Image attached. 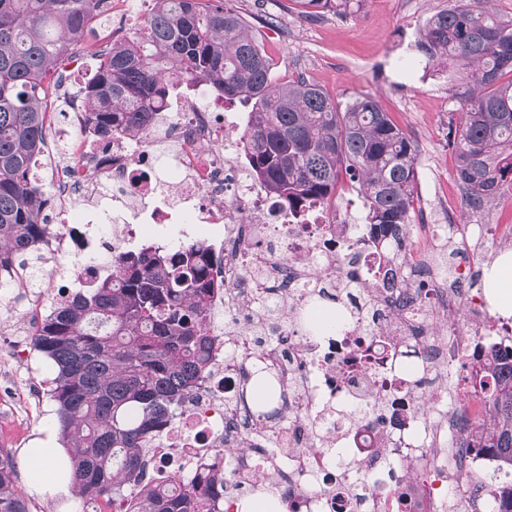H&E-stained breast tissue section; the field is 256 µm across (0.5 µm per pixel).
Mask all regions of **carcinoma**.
<instances>
[{"mask_svg":"<svg viewBox=\"0 0 512 512\" xmlns=\"http://www.w3.org/2000/svg\"><path fill=\"white\" fill-rule=\"evenodd\" d=\"M106 0H0V273L22 271L13 286L43 274L40 246L51 233L46 191L31 164L46 140L48 72L71 55ZM141 32L89 47L94 60L81 89L86 133L112 143L133 136L155 106L181 87L205 85L249 108L246 159L268 192L291 208L326 207L350 186L363 199V223L384 231L413 223L417 170L410 137L370 94L346 103L303 79L276 82L261 46L232 8L210 0H154ZM317 15L351 0H293ZM427 64L462 72L453 93L461 121L449 130L456 178L472 211L512 184V17L483 0H455L430 17L415 43ZM212 284L203 241L172 251L147 245L113 261L112 274L62 298L34 327L32 344L56 371L48 395L74 469L73 488L98 512H203L224 482L173 477L158 484L147 451L208 370ZM495 426L484 436L495 458L499 499L512 505V368L492 399ZM0 512H31L17 484L12 449L0 444Z\"/></svg>","mask_w":512,"mask_h":512,"instance_id":"cac0c4a2","label":"carcinoma"}]
</instances>
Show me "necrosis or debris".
<instances>
[{
    "label": "necrosis or debris",
    "instance_id": "4bbe7bcc",
    "mask_svg": "<svg viewBox=\"0 0 512 512\" xmlns=\"http://www.w3.org/2000/svg\"><path fill=\"white\" fill-rule=\"evenodd\" d=\"M61 160L46 167L54 231L51 272L81 282L116 255L174 225L220 232L210 276V375L148 452L155 474L224 478V512L263 490L285 512H448L494 498L453 477L488 467L480 422L503 366L512 323L492 316L469 282L485 241L512 245V226L462 224L439 213L429 250H409L417 224L385 234L311 207L297 213L246 165L239 119L199 92L159 108L137 138L72 153L84 102L66 93ZM471 316L454 324L460 306ZM448 317L433 331L430 313ZM456 376L463 396L441 400ZM437 393L433 416L416 409Z\"/></svg>",
    "mask_w": 512,
    "mask_h": 512
}]
</instances>
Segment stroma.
<instances>
[{"label":"stroma","mask_w":512,"mask_h":512,"mask_svg":"<svg viewBox=\"0 0 512 512\" xmlns=\"http://www.w3.org/2000/svg\"><path fill=\"white\" fill-rule=\"evenodd\" d=\"M450 0H361L346 12L304 17L292 0H213L234 8L249 25L272 62L280 82L298 76L319 84L345 102L362 93L377 97L385 112L411 137L416 154V223L439 206L442 196L457 197L455 155L448 145L449 127L459 123L453 90L460 74L429 67L415 49L427 19L446 9ZM109 30L98 27L76 46L79 67L60 68L46 81L49 98L61 94L62 84L82 83L91 67L86 44L102 43ZM65 277L45 275L41 287L14 288L0 298V382L10 385L0 400V444L14 452L30 447L57 426L47 395L55 376L52 362L36 352L31 333L48 315Z\"/></svg>","instance_id":"obj_1"}]
</instances>
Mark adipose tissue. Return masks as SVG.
I'll list each match as a JSON object with an SVG mask.
<instances>
[{
	"instance_id": "adipose-tissue-1",
	"label": "adipose tissue",
	"mask_w": 512,
	"mask_h": 512,
	"mask_svg": "<svg viewBox=\"0 0 512 512\" xmlns=\"http://www.w3.org/2000/svg\"><path fill=\"white\" fill-rule=\"evenodd\" d=\"M484 295L499 314L512 315V253L503 254L483 275ZM23 482L28 491L41 492L51 486L69 491L73 485L70 458L58 434H46L38 446L25 449L20 459Z\"/></svg>"
}]
</instances>
